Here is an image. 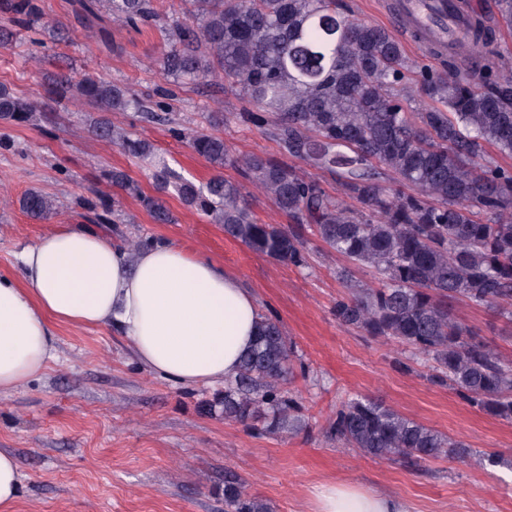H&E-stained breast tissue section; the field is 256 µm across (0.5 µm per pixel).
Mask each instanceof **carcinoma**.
Segmentation results:
<instances>
[{
	"mask_svg": "<svg viewBox=\"0 0 512 512\" xmlns=\"http://www.w3.org/2000/svg\"><path fill=\"white\" fill-rule=\"evenodd\" d=\"M182 23L162 26L161 63L177 80L222 79L249 97L256 109L233 117L272 130L280 152L336 176L339 193L283 160L234 156L224 139L203 131L188 135L190 148L219 169L197 185L163 161L153 179L173 190L224 234L252 250L296 267L307 264L310 230L374 285L348 287L336 300V319L370 336L396 341L433 362L432 378L468 404L512 423V360L493 353L454 314L460 301L487 308L512 322V168L485 158L483 146L512 155V74L484 76L489 33L456 10L468 34L464 71L447 64L416 71L402 44L386 28L341 12L336 0H185ZM126 25L161 20L156 0H97ZM18 22L38 19L34 0H0ZM416 83L435 105L407 111L403 92ZM52 94H76L104 112L134 108L142 119L185 132L156 102L143 105L126 88L100 77L52 81ZM36 104L0 86V120H33ZM102 138L133 158L155 155L108 118L95 126ZM226 165L270 196L288 215L286 228L256 221L246 186L224 178ZM394 183L382 184V171ZM113 185L140 199L160 224L173 215L159 197L146 196L127 174L108 173ZM22 210L43 220L56 210L51 196L30 190ZM91 221L110 223L111 206L83 202ZM293 343L279 323L263 317L236 378L224 382V421L266 435L301 423L302 403L284 389ZM329 437L346 448L415 466L441 458L499 463L365 395L341 401ZM225 512H270L245 491L224 483Z\"/></svg>",
	"mask_w": 512,
	"mask_h": 512,
	"instance_id": "1",
	"label": "carcinoma"
}]
</instances>
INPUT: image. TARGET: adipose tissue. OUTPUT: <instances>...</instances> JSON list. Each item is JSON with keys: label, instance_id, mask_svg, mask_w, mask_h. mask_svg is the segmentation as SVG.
<instances>
[{"label": "adipose tissue", "instance_id": "obj_1", "mask_svg": "<svg viewBox=\"0 0 512 512\" xmlns=\"http://www.w3.org/2000/svg\"><path fill=\"white\" fill-rule=\"evenodd\" d=\"M0 272V394L56 358L55 328L113 326L152 373L184 385L237 375L262 317L213 259L168 241L136 254L79 224L40 237ZM310 512H412L404 500L344 480L322 484Z\"/></svg>", "mask_w": 512, "mask_h": 512}]
</instances>
